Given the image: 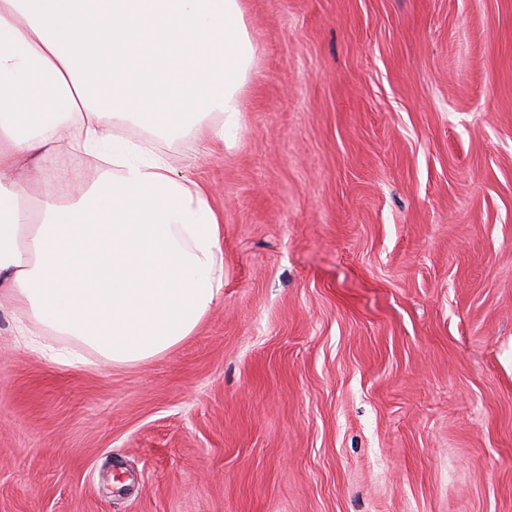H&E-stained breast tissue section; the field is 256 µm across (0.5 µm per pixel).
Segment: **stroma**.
<instances>
[{"mask_svg": "<svg viewBox=\"0 0 512 512\" xmlns=\"http://www.w3.org/2000/svg\"><path fill=\"white\" fill-rule=\"evenodd\" d=\"M224 288L146 362L0 306V512H512V0H245Z\"/></svg>", "mask_w": 512, "mask_h": 512, "instance_id": "stroma-1", "label": "stroma"}]
</instances>
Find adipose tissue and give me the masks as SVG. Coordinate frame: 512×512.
I'll use <instances>...</instances> for the list:
<instances>
[{
  "instance_id": "1",
  "label": "adipose tissue",
  "mask_w": 512,
  "mask_h": 512,
  "mask_svg": "<svg viewBox=\"0 0 512 512\" xmlns=\"http://www.w3.org/2000/svg\"><path fill=\"white\" fill-rule=\"evenodd\" d=\"M254 58L243 0H0V296L21 317L115 364L195 332L224 286L221 218L125 130L224 143ZM79 141L107 163L92 185L31 174Z\"/></svg>"
}]
</instances>
